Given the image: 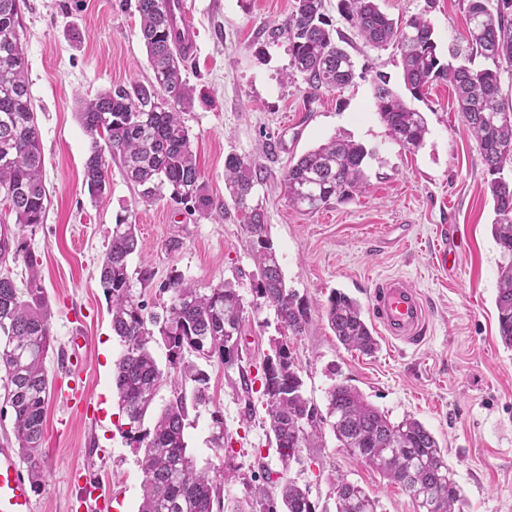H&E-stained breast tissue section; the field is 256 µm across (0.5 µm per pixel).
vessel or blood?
Listing matches in <instances>:
<instances>
[{
    "label": "vessel or blood",
    "instance_id": "vessel-or-blood-1",
    "mask_svg": "<svg viewBox=\"0 0 512 512\" xmlns=\"http://www.w3.org/2000/svg\"><path fill=\"white\" fill-rule=\"evenodd\" d=\"M173 20L184 35L183 52L196 49V28L185 8V0H171ZM373 319L391 340L416 345L429 327L430 316L420 294L405 281L390 279L378 284L371 296ZM0 512H35L30 482L23 475L11 448H0Z\"/></svg>",
    "mask_w": 512,
    "mask_h": 512
}]
</instances>
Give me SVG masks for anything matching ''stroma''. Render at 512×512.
<instances>
[{
  "mask_svg": "<svg viewBox=\"0 0 512 512\" xmlns=\"http://www.w3.org/2000/svg\"><path fill=\"white\" fill-rule=\"evenodd\" d=\"M199 32L197 51L184 60L194 104L182 118L192 135L202 179L214 201L211 216L189 214L162 198L141 203L120 163L108 160L110 191L94 200L83 184L88 141L78 100L110 87L153 81L141 39L136 0H22L20 22L27 77L40 131L49 203L43 224L25 233L22 256L0 258L17 286L27 277L24 254L42 276L51 308L54 346L46 368L49 394L41 454L45 478L34 490L36 512H73L82 485H100L110 512H137L142 473L121 434L124 422L112 385L123 352L113 336L98 272L118 218L135 224L141 249L129 273L134 295L161 311L159 285L175 274L202 290L231 282L251 302L256 267L240 218L224 184V160L236 154L260 164L265 179L254 198L262 204L288 288L311 307V324L294 339L306 396L324 405L338 381L355 386L391 421L422 422L447 453L464 495L463 512H512V350L498 332L497 295L502 255L491 224L493 201L477 141L465 130L451 87L440 80L412 107L427 117L424 145L410 152L388 135L372 97V80L400 87L394 48L373 49L339 15L325 14L349 42L358 73L337 91L309 89L292 73L288 43L271 40L295 0H187ZM391 18L422 16L434 28L440 53L465 32L462 0H379ZM342 136L373 151L366 189L353 199L304 215L289 207L284 174L303 153ZM458 230L457 267L434 261L449 227ZM152 278L144 282L141 271ZM400 277L421 294L430 314L416 348L380 339L375 355L341 345L321 315L332 290L368 303L377 283ZM273 310L246 313L240 366L227 368L196 353L185 361L210 378L207 403L189 407L188 451L207 469L225 505L261 485L281 464L258 391L243 376L261 374L278 333ZM85 347L71 349L72 336ZM223 445H216V435ZM232 481H225V474ZM289 475L309 485L321 507L333 508L338 479L375 496L382 512H415L398 485L339 448L330 426L320 447L306 448Z\"/></svg>",
  "mask_w": 512,
  "mask_h": 512,
  "instance_id": "1",
  "label": "stroma"
}]
</instances>
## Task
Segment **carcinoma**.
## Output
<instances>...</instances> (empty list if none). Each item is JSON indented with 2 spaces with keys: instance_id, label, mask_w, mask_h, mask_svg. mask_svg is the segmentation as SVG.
I'll use <instances>...</instances> for the list:
<instances>
[{
  "instance_id": "obj_1",
  "label": "carcinoma",
  "mask_w": 512,
  "mask_h": 512,
  "mask_svg": "<svg viewBox=\"0 0 512 512\" xmlns=\"http://www.w3.org/2000/svg\"><path fill=\"white\" fill-rule=\"evenodd\" d=\"M168 2L137 0L136 5L154 84L116 86L80 101L79 120L89 139L84 184L93 199L107 194L104 155L108 153L121 162L125 179L141 188L142 203H154L167 190L170 199L190 203L199 216L207 217L214 202L201 181L191 134L181 117L182 110L192 105L193 88L183 74V54L176 47L179 36L171 29ZM466 2V35L463 42L448 47L451 58L462 59L458 65L441 62L433 27L422 16L394 20L380 9L378 0H338V11L369 46L396 47L402 83L412 97H421L437 80L453 87L464 125L479 144L494 203L492 234L503 256L495 301L498 329L503 345L512 350V101L500 94L502 72L512 67V0ZM269 37L287 40L290 66L303 75L309 89L341 90L353 83L355 61L327 20L324 0H295L292 12ZM477 56L487 65L472 67ZM373 98L392 140L410 152L420 149L429 133L424 113L410 107L382 75L374 81ZM2 151L11 157L10 162L0 163L4 217H13L20 232L32 230L44 223L47 193L40 131L27 82L19 0H0ZM370 157L363 145L339 138L306 152L284 175L288 205L310 214L361 193ZM224 181L257 268L252 308L273 310L280 333L263 362L261 386L282 471L301 461L302 449L319 447L322 425L328 422L339 447L400 484L416 512H461L455 473L434 435L419 420L405 417L393 422L343 382L328 389L324 411L306 397L291 339L306 334L311 309L287 288L264 210L253 201L255 186L263 182L262 170L230 154L224 162ZM138 249L135 225L122 219L112 225L99 268L112 332L124 346L114 365L113 382L127 426L124 437L134 445L143 475L138 512H213L214 501L220 500L217 486L187 452L186 395L173 394L153 429L143 428L164 381L150 343L160 337L169 362L180 366L184 380L193 385L192 404H204L208 376L184 363V354L216 357L226 367L239 364L245 305L228 283L205 292L177 274L160 284V292L169 294L163 313H145L146 304L133 294L129 273V259ZM28 268L22 291L13 280L0 278V372L14 414L15 439L37 486L45 469L40 454L49 387L44 360L54 337L39 271L31 260ZM323 316L344 346L364 355L377 349L374 329L362 306L345 292L331 291ZM279 486L278 503L262 487H247V499L234 505L233 512H327L311 498L309 486L285 477ZM334 494L335 512H381L379 500L358 485L341 480Z\"/></svg>"
}]
</instances>
